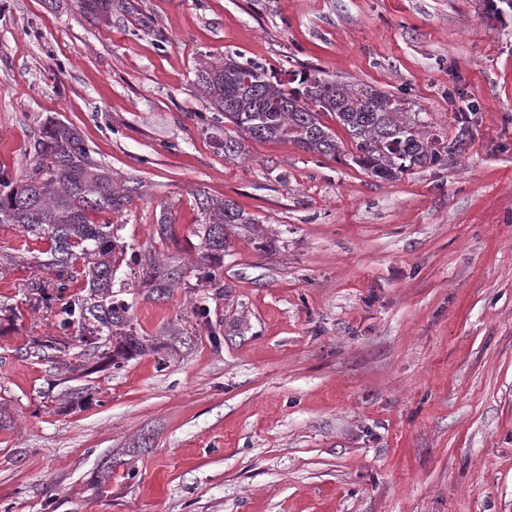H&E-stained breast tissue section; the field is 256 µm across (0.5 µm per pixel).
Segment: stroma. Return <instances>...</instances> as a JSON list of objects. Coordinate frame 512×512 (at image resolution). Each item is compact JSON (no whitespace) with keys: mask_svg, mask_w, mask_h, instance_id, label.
<instances>
[{"mask_svg":"<svg viewBox=\"0 0 512 512\" xmlns=\"http://www.w3.org/2000/svg\"><path fill=\"white\" fill-rule=\"evenodd\" d=\"M0 0V165L26 163L51 118L137 178L130 248L160 212L186 262L197 189L263 224L232 235L224 295L196 282L129 297L145 336L192 338L76 374L25 351L53 333L30 282L47 241L0 224V512H512V11L486 0ZM238 54L393 94L468 149L380 181L352 160L249 141L225 159L200 63ZM207 310L194 315V307ZM112 476L97 484L103 462Z\"/></svg>","mask_w":512,"mask_h":512,"instance_id":"obj_1","label":"stroma"}]
</instances>
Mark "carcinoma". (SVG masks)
<instances>
[{
    "label": "carcinoma",
    "instance_id": "carcinoma-1",
    "mask_svg": "<svg viewBox=\"0 0 512 512\" xmlns=\"http://www.w3.org/2000/svg\"><path fill=\"white\" fill-rule=\"evenodd\" d=\"M129 10L128 0H81L83 12L97 16L112 8ZM198 84L212 107L224 114L238 135H224V157L240 158L248 140L292 142L323 156H336L338 141L321 121L334 115L355 149L353 160L372 177L388 181L415 167L447 164L448 156L462 155L471 133L462 126L448 144L427 131L422 118H411L399 98L372 89L355 88L320 76L300 79L302 88L289 90L278 73L257 62L242 63L233 56L219 66H204ZM139 182L118 179L108 166L91 156L78 129L54 120L43 125L30 144L28 162L19 176L0 171V224H16L22 231L50 242V265L58 281L53 287L33 282L36 306L61 304L58 335L33 340L37 355L60 370L74 373L82 364L68 360L73 348L79 356L93 355L119 364L147 353H159L158 343L139 335L131 317V304L123 295L133 281L157 300L195 271L204 287H224V253L230 237L244 224L255 225L237 204L196 194L204 217L198 230L200 253L191 266L170 261L157 249L127 252L120 224H99L93 216L120 213L138 196ZM155 234L162 242H176L171 216L163 211ZM127 267L130 276L117 278ZM84 292L64 297L77 277Z\"/></svg>",
    "mask_w": 512,
    "mask_h": 512
}]
</instances>
